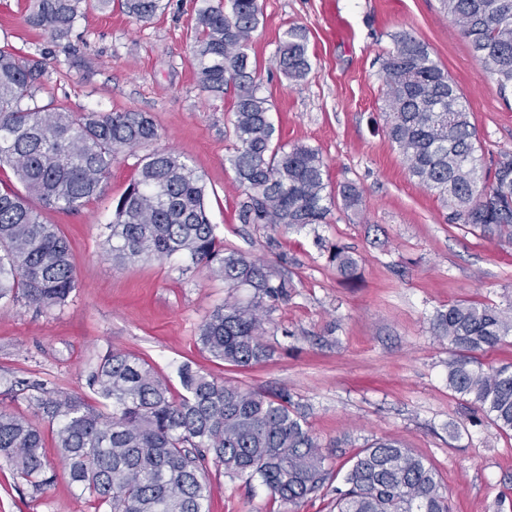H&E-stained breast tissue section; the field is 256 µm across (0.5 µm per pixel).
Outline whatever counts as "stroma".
Segmentation results:
<instances>
[{
  "instance_id": "obj_1",
  "label": "stroma",
  "mask_w": 512,
  "mask_h": 512,
  "mask_svg": "<svg viewBox=\"0 0 512 512\" xmlns=\"http://www.w3.org/2000/svg\"><path fill=\"white\" fill-rule=\"evenodd\" d=\"M162 4L140 22L119 6L82 0L81 18L57 38L26 24L29 0H0V46L43 59L39 104L154 116L153 147L175 151L201 176L225 247L292 283L268 313L271 355L238 369L197 341L209 314L247 291L225 287L203 267L181 272L176 257L116 267L102 259L105 226L149 150L139 147L117 157L99 197L79 211L43 210L69 242L77 286L61 309L40 312L22 301L0 309V375L88 400L89 371L108 350L138 355L175 388L187 363L250 390L288 391L336 474L358 449L396 438L436 469L451 512H512V431L449 391L450 349L431 324L436 311L459 302L512 308V243L450 223L444 203L410 176L386 134L382 57L394 32L424 43L463 94L489 160L512 155V89H499L440 0H259L247 54L277 136L320 151L329 192L352 183L363 196L360 210L337 201L326 223L275 232L238 219L244 195L228 163L230 100L203 92L192 64L203 0ZM292 27L305 31L311 54V70L297 82L272 63ZM336 246L358 261L353 281L329 261ZM54 470V482L34 495L0 464V512H98L62 465ZM208 482L209 512H329L326 494L280 504L217 466Z\"/></svg>"
}]
</instances>
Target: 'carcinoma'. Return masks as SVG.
I'll return each instance as SVG.
<instances>
[{"label": "carcinoma", "instance_id": "obj_1", "mask_svg": "<svg viewBox=\"0 0 512 512\" xmlns=\"http://www.w3.org/2000/svg\"><path fill=\"white\" fill-rule=\"evenodd\" d=\"M162 0H122L149 21ZM473 53L503 90L512 87V0H442ZM80 0H32L26 23L67 35ZM258 0L211 3L198 10L192 57L200 87L233 93L235 147L228 158L246 194L243 224L301 229L323 224L331 194L319 150L275 141L269 100L260 94L244 48L260 25ZM384 56L386 131L410 175L449 210L453 224L488 237L512 238V156L486 164L477 128L457 84L410 34H391ZM280 72L303 79L311 69L307 37L291 28L275 55ZM45 71L37 58L0 48V166H10L25 194L0 190V302L23 299L61 308L76 287L65 238L30 207L78 211L101 191L117 156L158 139L145 112H81L35 103ZM347 209L362 204L353 184L339 190ZM106 260L120 265L162 262L174 255L183 270L204 266L235 290L251 288L243 304L227 301L201 325L198 343L216 361L249 368L265 361L268 303L291 284L244 253L224 247L205 208L202 178L171 150L147 155L106 225ZM330 261L346 280L357 259L336 248ZM432 330L451 346L448 390L512 431V364L485 369L475 353L512 335V309L459 303L438 311ZM182 391L138 356L108 351L90 373L101 407L46 387L25 396L35 416L56 426V446L71 485L104 512H205L210 465L224 475L265 487L275 501L300 504L325 489L336 512H450L435 469L397 439H376L351 458L342 484L332 486L329 455L306 414L286 392L268 396L218 380L184 364ZM0 460L36 493L55 478L42 452V433L29 419L0 411Z\"/></svg>", "mask_w": 512, "mask_h": 512}]
</instances>
